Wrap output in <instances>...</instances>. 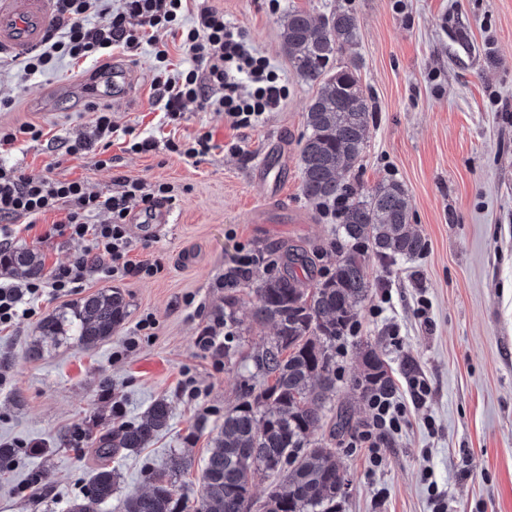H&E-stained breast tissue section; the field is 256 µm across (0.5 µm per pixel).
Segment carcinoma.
Masks as SVG:
<instances>
[{
  "instance_id": "obj_1",
  "label": "carcinoma",
  "mask_w": 512,
  "mask_h": 512,
  "mask_svg": "<svg viewBox=\"0 0 512 512\" xmlns=\"http://www.w3.org/2000/svg\"><path fill=\"white\" fill-rule=\"evenodd\" d=\"M357 20L353 13L334 10L320 22L302 11L288 12L281 39L297 73L319 85L306 113V135L300 150L302 192L325 203L346 197L341 224L343 244L336 268L324 280L306 286L295 268L309 266L301 248L285 251L283 271L263 279L253 289L252 321L270 322L275 336L252 356L257 381L245 384L237 405L224 413V424L211 440L193 512H252V479L260 470L272 473L264 512H338L336 485L348 481L335 452L311 440L332 411L336 396V342L349 335L359 305L371 288L367 253L382 265L426 250V240L410 228V207L401 184H378L360 196L343 182V174L358 160L372 116V103L360 88L356 65L336 67L337 54L353 46ZM265 264L256 256L251 267L233 264L224 269V287L249 285L253 271ZM24 269L27 277L44 273L39 253L20 248L0 261V271ZM128 303L118 288H104L44 317L29 356L40 358L73 340L90 349L112 338L127 317ZM363 365L356 387L362 396L390 395L393 382L383 361L371 349L360 351ZM164 399L150 403L136 418L112 411V427L92 449L95 467L87 490L67 512H102L112 501L118 473L107 461L125 452L146 448L170 423ZM90 436L72 427L61 442L80 445ZM186 453L170 456L166 471L149 475V487L123 500L121 512H186V497L176 495L175 479L191 469Z\"/></svg>"
}]
</instances>
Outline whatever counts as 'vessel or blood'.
<instances>
[{"label": "vessel or blood", "instance_id": "1", "mask_svg": "<svg viewBox=\"0 0 512 512\" xmlns=\"http://www.w3.org/2000/svg\"><path fill=\"white\" fill-rule=\"evenodd\" d=\"M53 0H0V49L23 55L42 41Z\"/></svg>", "mask_w": 512, "mask_h": 512}]
</instances>
